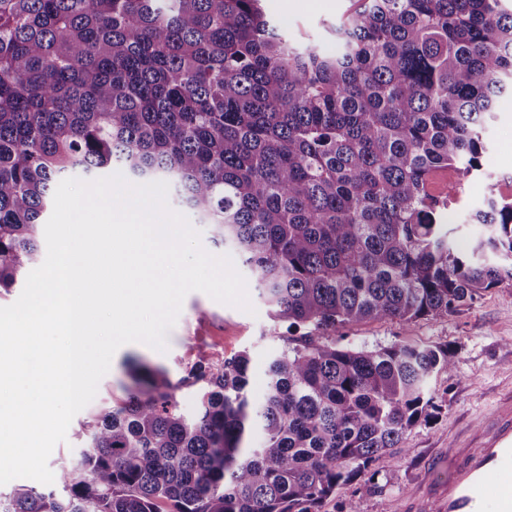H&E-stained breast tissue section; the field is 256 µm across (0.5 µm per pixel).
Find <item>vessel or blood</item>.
I'll return each instance as SVG.
<instances>
[{
	"label": "vessel or blood",
	"instance_id": "b4317fda",
	"mask_svg": "<svg viewBox=\"0 0 512 512\" xmlns=\"http://www.w3.org/2000/svg\"><path fill=\"white\" fill-rule=\"evenodd\" d=\"M512 512V401L500 403L482 428L448 455V476L418 503V512Z\"/></svg>",
	"mask_w": 512,
	"mask_h": 512
}]
</instances>
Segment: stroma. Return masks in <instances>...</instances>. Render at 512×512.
Listing matches in <instances>:
<instances>
[{"label": "stroma", "mask_w": 512, "mask_h": 512, "mask_svg": "<svg viewBox=\"0 0 512 512\" xmlns=\"http://www.w3.org/2000/svg\"><path fill=\"white\" fill-rule=\"evenodd\" d=\"M270 16L298 42H327V26L355 8L353 0H265ZM486 149L479 174L469 178L451 211L450 223L459 225V244H466L473 231L468 212L480 208L494 182L503 196L512 197V92L498 98L495 112L485 126ZM252 311L222 304L200 291L184 299L175 325L166 337L165 350L142 343L121 346L109 372L101 379L87 411L72 420L64 442L56 445L48 465L78 456L85 445L81 424L88 411L109 409L126 397L132 386L131 368L142 361L163 369L176 385V396L186 414L196 407L195 389L184 382L191 367L204 361L217 364L240 352L250 356L253 399L263 393L264 370L282 350L299 345L303 329L271 319L254 281H247ZM316 340L348 349H373L396 344L448 345L454 357L452 371L430 382L446 400L438 417L409 430L400 448L384 454L376 463L378 491L359 484L342 490L322 512H338L342 501L351 499L358 512H391L397 503L419 497L436 474L456 433L490 414L499 397L512 392V282L482 292L473 301L444 316H429L411 323L399 320L347 324L333 331L316 333Z\"/></svg>", "instance_id": "obj_1"}]
</instances>
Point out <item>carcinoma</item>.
<instances>
[{
	"label": "carcinoma",
	"mask_w": 512,
	"mask_h": 512,
	"mask_svg": "<svg viewBox=\"0 0 512 512\" xmlns=\"http://www.w3.org/2000/svg\"><path fill=\"white\" fill-rule=\"evenodd\" d=\"M336 49L288 39L263 0H0V289L41 258L56 181L110 165L171 184L252 274L274 319L316 332L443 315L512 279V202L448 228L512 88V0H357ZM458 182L434 196L430 175ZM249 357L160 368L83 423L55 487L0 512H321L440 412L446 345L307 335L251 400ZM262 436L260 445L252 432Z\"/></svg>",
	"instance_id": "obj_1"
}]
</instances>
